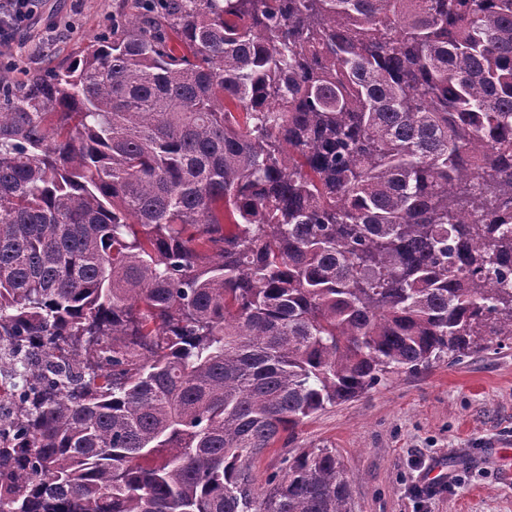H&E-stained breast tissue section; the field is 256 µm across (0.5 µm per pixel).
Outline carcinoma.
I'll return each mask as SVG.
<instances>
[{
    "label": "carcinoma",
    "mask_w": 512,
    "mask_h": 512,
    "mask_svg": "<svg viewBox=\"0 0 512 512\" xmlns=\"http://www.w3.org/2000/svg\"><path fill=\"white\" fill-rule=\"evenodd\" d=\"M0 69V512H350L388 376L512 340V0H135Z\"/></svg>",
    "instance_id": "carcinoma-1"
}]
</instances>
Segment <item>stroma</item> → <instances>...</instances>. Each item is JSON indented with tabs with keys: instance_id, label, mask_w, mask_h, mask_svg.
<instances>
[{
	"instance_id": "35a3bbf8",
	"label": "stroma",
	"mask_w": 512,
	"mask_h": 512,
	"mask_svg": "<svg viewBox=\"0 0 512 512\" xmlns=\"http://www.w3.org/2000/svg\"><path fill=\"white\" fill-rule=\"evenodd\" d=\"M132 0H38L36 19L0 51L14 81L65 67ZM334 449L350 489L351 512H512V341L441 361L428 370L390 375L361 398L305 421L254 465L257 485L283 457ZM460 480L432 498L412 488L438 464Z\"/></svg>"
}]
</instances>
